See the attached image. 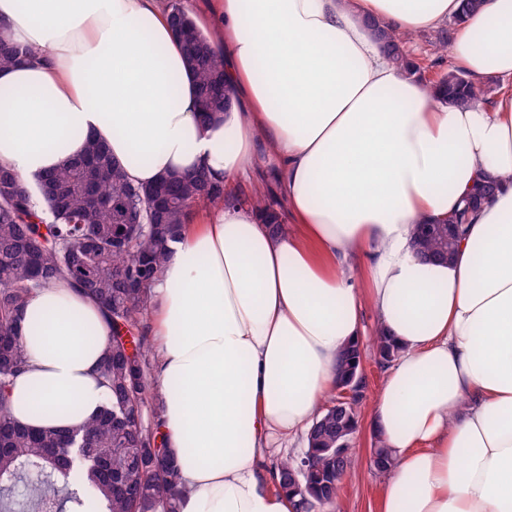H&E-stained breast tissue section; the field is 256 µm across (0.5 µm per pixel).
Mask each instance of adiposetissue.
Segmentation results:
<instances>
[{
  "instance_id": "adipose-tissue-1",
  "label": "adipose tissue",
  "mask_w": 512,
  "mask_h": 512,
  "mask_svg": "<svg viewBox=\"0 0 512 512\" xmlns=\"http://www.w3.org/2000/svg\"><path fill=\"white\" fill-rule=\"evenodd\" d=\"M208 0L226 111L197 117V83L165 0H0V38L36 50L0 68V168L28 183L108 145L129 182L207 168L238 192L266 149L286 204L206 206L171 242L148 334L160 431L181 512H296L264 461L306 431L362 340V310L397 355L370 425L389 448L380 512H512V0ZM453 22L450 55L491 103L437 100L385 56ZM495 194L447 262L418 224L444 221L477 178ZM112 328L65 280L30 298L26 369L0 398L16 425L77 430L108 407Z\"/></svg>"
}]
</instances>
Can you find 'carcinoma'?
<instances>
[{"label": "carcinoma", "instance_id": "1", "mask_svg": "<svg viewBox=\"0 0 512 512\" xmlns=\"http://www.w3.org/2000/svg\"><path fill=\"white\" fill-rule=\"evenodd\" d=\"M170 16L181 20L177 33L187 65L197 80L203 119L223 112L232 99L224 69L215 52L213 34L200 30L185 13L181 0H169ZM384 51L400 71L426 79L458 106L485 100L495 88L474 86L450 65L425 78L435 63L411 57L406 40L376 29ZM36 52L0 39V68L23 63ZM48 219L37 215L33 194L14 172L0 168V388L21 374L28 362L19 336L20 317L27 300L55 280H70L105 308L112 326L110 349L102 367L111 408L81 430L30 433L17 427L7 406L0 405V512L9 506L12 486L35 473L28 484L32 512H179L183 494L177 461L165 448L153 447L157 428L143 425L150 390L152 350L144 330L149 292L168 253V243L180 225L190 222L195 207L224 203V185L200 169L186 176H165L148 186L131 184L122 166L101 142L88 141L84 158L37 181ZM495 191L492 182L476 185L463 208L427 235L415 234L417 254L426 260L451 258L463 236L468 212L480 207ZM248 202L263 212L278 230L273 205L265 198ZM135 332L129 355L121 331ZM373 348L384 362L395 357L386 336L373 337ZM364 350L354 344L343 349L340 375L360 370ZM333 392L315 415L307 441L315 451L314 472L299 468L300 458L287 456L272 463L280 493L298 498L299 512L316 503L334 502L345 473L354 464L353 434L342 430L358 421V395L336 410ZM342 457H336V449ZM86 469L83 482L60 480L71 460Z\"/></svg>", "mask_w": 512, "mask_h": 512}]
</instances>
